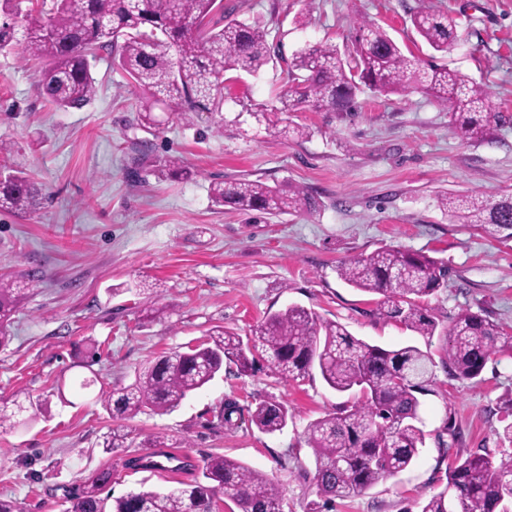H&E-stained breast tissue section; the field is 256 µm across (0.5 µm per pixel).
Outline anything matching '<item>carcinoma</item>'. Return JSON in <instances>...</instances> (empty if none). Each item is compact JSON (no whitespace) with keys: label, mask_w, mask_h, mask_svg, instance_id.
Segmentation results:
<instances>
[{"label":"carcinoma","mask_w":512,"mask_h":512,"mask_svg":"<svg viewBox=\"0 0 512 512\" xmlns=\"http://www.w3.org/2000/svg\"><path fill=\"white\" fill-rule=\"evenodd\" d=\"M0 23V51L22 45L25 56L44 61L36 74L43 97L58 108H81L96 94L89 59L101 51L117 64L154 104L182 116L224 103V75L254 74L271 59L268 31L258 23L232 19L223 25L213 16L223 0H53L45 21ZM412 24L436 52H446L458 40L456 23L445 14L422 8ZM381 94L421 93L449 109L452 124L466 140H479L490 128L491 108L486 87L457 71L407 56L382 28L359 25L352 50L317 43L287 63L280 107L271 110L268 131L308 135L305 128L280 126L281 115L312 105L332 112H349L362 87ZM211 202L243 214L308 213L311 194L303 188L270 186L239 179L209 186ZM36 183L23 171L0 175V210L26 213L37 205ZM448 216L459 224L512 227V196L480 195L440 198ZM339 278L382 300L372 316L395 320L420 336H433L437 323L423 299L441 288L448 277L442 260L396 247L355 257L338 268ZM27 288L9 273L0 274V345L25 299ZM445 364L460 380L480 375L492 355L512 352V335L478 313L458 314L443 333ZM264 358L283 379H304L318 372L338 392L356 391L345 405L310 422L306 442L314 452L313 480L324 501L363 494L379 480L407 469L425 440L418 394L434 379V362L416 345L387 349L353 336L345 325L325 319L300 305L269 312L245 342L218 327L201 344L159 356L135 381L105 399L115 416L143 408L170 412L188 395L233 364L252 369ZM288 406L262 400L243 411L234 400L224 401L220 421L236 427L248 420L260 431L274 433L288 422ZM205 482L196 481L166 492L145 491L112 498L105 490L112 471L91 476L72 497L68 512H212L222 494L240 512H283L282 493L266 474L226 456H212L202 467ZM512 500V454L480 448L457 457L446 472L445 489L431 496L420 512H497Z\"/></svg>","instance_id":"obj_1"}]
</instances>
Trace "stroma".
<instances>
[{
    "label": "stroma",
    "mask_w": 512,
    "mask_h": 512,
    "mask_svg": "<svg viewBox=\"0 0 512 512\" xmlns=\"http://www.w3.org/2000/svg\"><path fill=\"white\" fill-rule=\"evenodd\" d=\"M422 6L456 21L460 40L448 53H433L415 31ZM224 14L259 20L275 55L257 75L228 79L221 109L172 113L152 132L137 124L144 92L111 54L92 60L97 94L79 109L44 100L21 48L0 54V142L11 148L0 173L22 169L41 190L31 212L0 211V273L30 283L0 347V400L47 403L0 429V499L22 512H66L102 469L112 472V496L164 492L199 479L216 455L273 477L284 512H307L317 494L305 430L351 399L320 375L285 380L262 360L244 374L219 373L171 412L116 418L103 405L158 356L218 326L251 337L267 313L292 304L372 345L428 349L436 362L420 397L426 440L417 459L327 512H419L445 487L452 457L502 449L496 430L512 395V358L491 357L472 380L452 377L443 337L374 320L378 295L347 286L337 269L384 246L442 259L448 279L424 300L439 329L470 310L512 333V229L458 224L438 206L447 192L512 194V0H224ZM363 21L404 53L486 85L488 135L462 140L447 109L422 94L371 92L350 112L289 113V126L308 137L269 134L263 111L278 102L286 61L319 42L348 50ZM170 158L182 175L168 174ZM244 176L304 187L318 206L272 218L212 205L211 181ZM122 283L129 291L113 293ZM230 398L284 402L288 424L273 434L247 422L225 429L217 414ZM115 429L132 447L104 450ZM148 435L184 445L191 469L129 468Z\"/></svg>",
    "instance_id": "1"
}]
</instances>
